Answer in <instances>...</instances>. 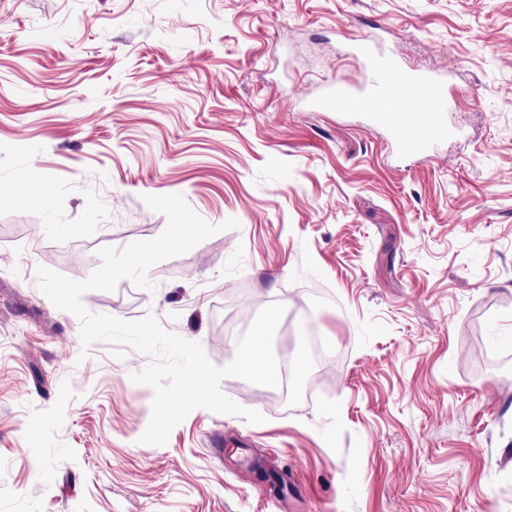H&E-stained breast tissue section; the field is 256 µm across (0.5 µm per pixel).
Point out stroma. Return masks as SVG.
I'll return each instance as SVG.
<instances>
[{
    "label": "stroma",
    "mask_w": 512,
    "mask_h": 512,
    "mask_svg": "<svg viewBox=\"0 0 512 512\" xmlns=\"http://www.w3.org/2000/svg\"><path fill=\"white\" fill-rule=\"evenodd\" d=\"M363 34L447 73L460 136L400 159L303 108ZM172 194L218 233L89 312L224 367L279 303L275 358L342 355L286 403L224 378L264 423L198 408L157 446L149 356L83 344L36 269L88 278ZM0 512H512V0H0Z\"/></svg>",
    "instance_id": "1"
}]
</instances>
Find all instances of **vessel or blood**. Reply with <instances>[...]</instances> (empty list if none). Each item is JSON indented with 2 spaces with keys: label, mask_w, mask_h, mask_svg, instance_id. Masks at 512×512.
<instances>
[{
  "label": "vessel or blood",
  "mask_w": 512,
  "mask_h": 512,
  "mask_svg": "<svg viewBox=\"0 0 512 512\" xmlns=\"http://www.w3.org/2000/svg\"><path fill=\"white\" fill-rule=\"evenodd\" d=\"M352 50L366 72L364 84L326 87L314 102L316 108L363 114L385 127L396 152L409 158L429 157L439 142L454 135L446 77L404 69L369 35L353 39Z\"/></svg>",
  "instance_id": "vessel-or-blood-1"
}]
</instances>
